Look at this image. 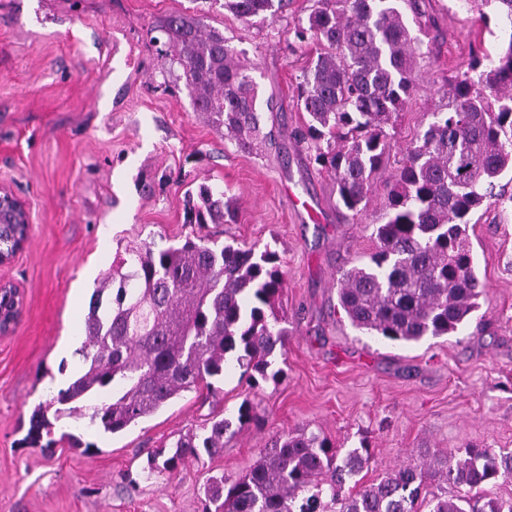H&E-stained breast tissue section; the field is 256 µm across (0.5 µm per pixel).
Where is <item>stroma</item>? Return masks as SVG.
<instances>
[{"instance_id":"obj_1","label":"stroma","mask_w":512,"mask_h":512,"mask_svg":"<svg viewBox=\"0 0 512 512\" xmlns=\"http://www.w3.org/2000/svg\"><path fill=\"white\" fill-rule=\"evenodd\" d=\"M313 5L285 0L259 24L224 0H0V183L31 216L23 250L0 267L24 293L16 327L0 335V512H203L209 476L236 479L273 436L299 428L338 448L368 445V484L428 450H512V208L489 201L470 216L486 294L456 335L383 341L354 328L337 295L341 271L374 247L405 148L473 58L499 52L503 26L489 6L421 0L416 87L355 217L297 139L296 86L321 47H298L294 29ZM183 13L223 32L249 66L260 100L274 103L262 113L274 145L239 151L196 111L181 67L153 41ZM203 184L236 197L235 222H187L185 196ZM194 236L278 252L283 375L255 383L235 367L208 398L182 393L122 433L64 418L32 441L33 411L82 368L84 319L113 261ZM245 404L254 418L240 425ZM217 414L232 422L222 453L150 474L151 456L172 455L179 434Z\"/></svg>"}]
</instances>
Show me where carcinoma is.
Masks as SVG:
<instances>
[{
  "instance_id": "cac0c4a2",
  "label": "carcinoma",
  "mask_w": 512,
  "mask_h": 512,
  "mask_svg": "<svg viewBox=\"0 0 512 512\" xmlns=\"http://www.w3.org/2000/svg\"><path fill=\"white\" fill-rule=\"evenodd\" d=\"M477 1L494 5L506 46L450 86L447 111L432 113L388 186L384 222L371 233L374 251L338 279L351 324L387 341L418 343L469 323L485 292L469 216L487 200L504 210L512 204V195L496 191L512 169V0H463ZM405 7L421 15L419 0H315L306 24L295 28L298 44L326 47L298 86L297 104L308 116L299 137L313 145L314 161L333 175L340 202L355 216L364 212L372 177L388 155V129L415 87L421 41ZM281 8L282 0H224V9L251 23ZM162 31L196 110L244 152L267 141L257 83L223 33L186 16L172 17ZM186 209L191 224L234 217L233 199L205 185ZM114 283L115 295L103 301ZM284 286L279 256L267 246H219L201 237L129 253L90 304L82 371L33 412L31 436L51 426L50 410L56 420L86 416L106 433L121 432L184 392L213 388L211 379L231 358L267 376L275 353L285 355L288 328L270 318ZM105 389L109 396L88 403ZM231 426L216 417L203 432L180 435L162 469L174 472L201 449L219 453ZM370 463L364 445L342 452L313 431L288 432L230 485L222 475L209 477L204 512H420L422 503L426 512H512V503L486 492L512 481V451L437 450L421 465H403L364 485Z\"/></svg>"
}]
</instances>
